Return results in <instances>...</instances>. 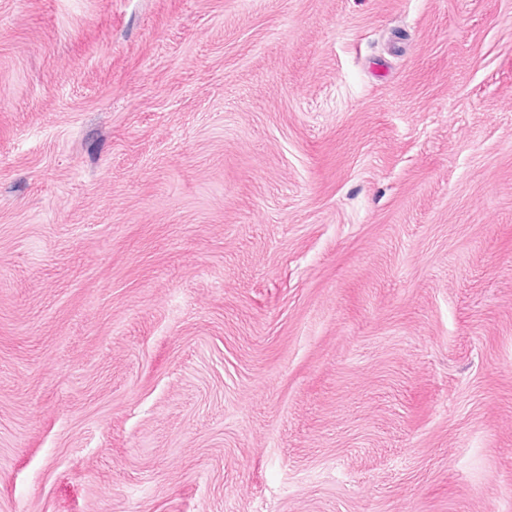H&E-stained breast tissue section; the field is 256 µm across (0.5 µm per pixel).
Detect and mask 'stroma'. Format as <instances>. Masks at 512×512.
Returning a JSON list of instances; mask_svg holds the SVG:
<instances>
[{"label": "stroma", "mask_w": 512, "mask_h": 512, "mask_svg": "<svg viewBox=\"0 0 512 512\" xmlns=\"http://www.w3.org/2000/svg\"><path fill=\"white\" fill-rule=\"evenodd\" d=\"M0 512H512V0H0Z\"/></svg>", "instance_id": "stroma-1"}]
</instances>
